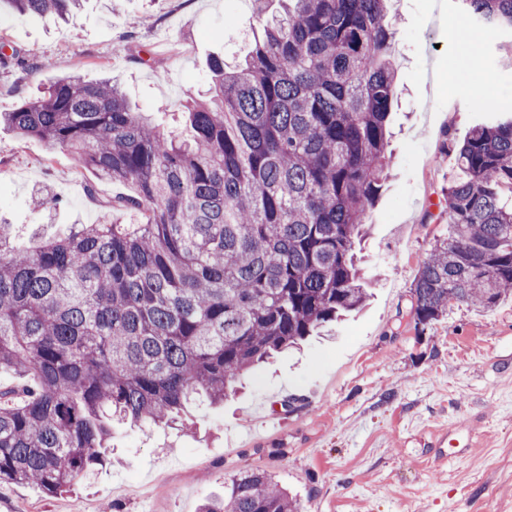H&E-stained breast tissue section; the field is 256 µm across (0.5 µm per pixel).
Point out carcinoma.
<instances>
[{
    "label": "carcinoma",
    "instance_id": "1",
    "mask_svg": "<svg viewBox=\"0 0 512 512\" xmlns=\"http://www.w3.org/2000/svg\"><path fill=\"white\" fill-rule=\"evenodd\" d=\"M65 17L80 0H7ZM252 55L212 59L189 133L167 135L112 78L55 79L0 125L130 184L137 224H78L14 242L0 224V483L60 495L103 460L115 421L174 427L238 376L364 305L356 245L386 178L396 95L388 0H286ZM512 33V0H458ZM448 180V236L412 288L415 325L454 303L512 297V119L474 127ZM199 512H301L266 471L240 472Z\"/></svg>",
    "mask_w": 512,
    "mask_h": 512
}]
</instances>
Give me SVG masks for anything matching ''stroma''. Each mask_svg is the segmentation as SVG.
<instances>
[{"label": "stroma", "mask_w": 512, "mask_h": 512, "mask_svg": "<svg viewBox=\"0 0 512 512\" xmlns=\"http://www.w3.org/2000/svg\"><path fill=\"white\" fill-rule=\"evenodd\" d=\"M253 0H82L69 21L0 9V111L60 75L117 80L133 109L161 130L183 126L188 95L206 91L209 63L254 47ZM398 100L389 118L391 165L359 246L366 307L329 335L244 373L194 427L114 428L106 465L55 497L0 485V512H198L231 476L271 472L302 512H512V301L489 311L458 303L417 327L411 287L448 234L445 193L457 146L500 120L512 101V38L476 45L466 69L446 31L469 30L455 0H392ZM42 69H33V62ZM483 93L491 109L475 112ZM129 187L75 168L71 157L0 127V221L21 238L73 224L135 222L111 211ZM58 197L32 228L31 202ZM447 431L456 445L436 446Z\"/></svg>", "instance_id": "1"}]
</instances>
